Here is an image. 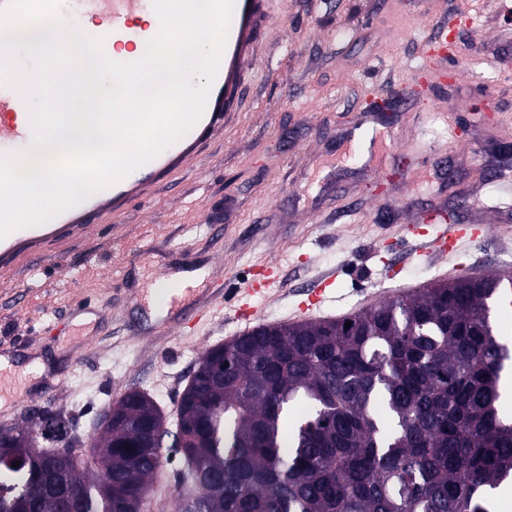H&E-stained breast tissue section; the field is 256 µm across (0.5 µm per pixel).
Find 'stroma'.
<instances>
[{
  "label": "stroma",
  "instance_id": "1",
  "mask_svg": "<svg viewBox=\"0 0 512 512\" xmlns=\"http://www.w3.org/2000/svg\"><path fill=\"white\" fill-rule=\"evenodd\" d=\"M269 19L224 136L148 203L0 268V351L15 382L0 427L28 426L50 406L92 437L128 389L148 393L167 427L201 353L244 332L218 310L200 330L159 334L127 303L156 268L214 266L207 288L255 265L278 266L284 289L257 301L261 324L294 323L299 290L334 275L321 319L512 266V0H267ZM447 26L454 51L435 77L420 47ZM378 128L369 157L350 140ZM441 206L489 232L446 260L411 254L403 225ZM264 226L265 236L254 229ZM83 306L89 321L68 319ZM163 465L144 512H178L190 494L181 456Z\"/></svg>",
  "mask_w": 512,
  "mask_h": 512
}]
</instances>
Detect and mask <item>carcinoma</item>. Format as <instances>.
<instances>
[{
  "label": "carcinoma",
  "mask_w": 512,
  "mask_h": 512,
  "mask_svg": "<svg viewBox=\"0 0 512 512\" xmlns=\"http://www.w3.org/2000/svg\"><path fill=\"white\" fill-rule=\"evenodd\" d=\"M500 276L437 281L350 316L264 325L201 353L176 409L193 488L181 512H489L512 480L500 381L512 351ZM350 328H344L346 322ZM164 414L131 388L86 443L48 411L50 445L0 429L7 512H141ZM22 448L25 463L9 454Z\"/></svg>",
  "instance_id": "1"
}]
</instances>
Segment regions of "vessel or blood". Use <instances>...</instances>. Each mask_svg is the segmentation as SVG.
Listing matches in <instances>:
<instances>
[{
  "label": "vessel or blood",
  "instance_id": "obj_1",
  "mask_svg": "<svg viewBox=\"0 0 512 512\" xmlns=\"http://www.w3.org/2000/svg\"><path fill=\"white\" fill-rule=\"evenodd\" d=\"M80 11L107 18L110 27L103 33L105 44L115 49L134 50L137 43L147 42L155 32L149 27H135L139 15L152 9L151 0H77ZM268 19L266 0H236L220 70L213 84L206 110L198 124L179 142L158 158L139 168L119 183L99 192L93 200L81 207L68 210L49 222L16 230L0 239V264L9 265L20 256L34 251L46 241L66 233L85 232L88 225L121 212L130 203L150 196L155 186L182 170L196 158L202 146L224 133V121L235 112L238 94L248 74V63L256 54L259 32ZM19 95L12 90L0 92V146L25 143L31 137L29 122H17L13 115L18 110ZM434 226L435 234L417 232V253L431 259H442L458 249L464 241L486 232L483 224H458L449 221L442 209H432L424 218ZM283 287L274 266L259 267L247 282L243 296L235 309L237 321L248 324L257 316L256 300L268 298ZM202 291L195 280H186L175 291L157 325L162 334L181 331L200 321L220 305V298L203 301L201 307L186 310L189 299H201Z\"/></svg>",
  "mask_w": 512,
  "mask_h": 512
}]
</instances>
